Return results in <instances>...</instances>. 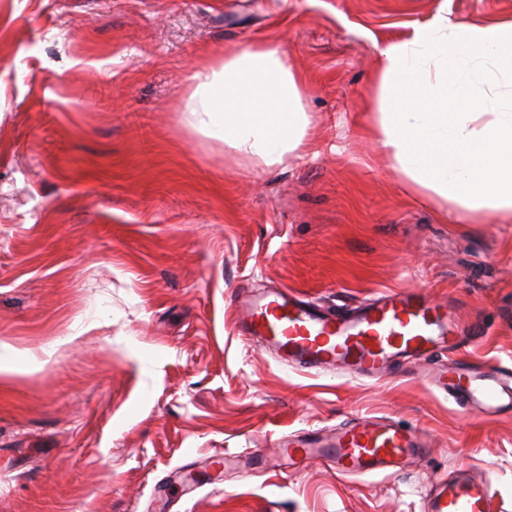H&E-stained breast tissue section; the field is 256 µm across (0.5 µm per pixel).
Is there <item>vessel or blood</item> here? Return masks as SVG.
Here are the masks:
<instances>
[{"mask_svg":"<svg viewBox=\"0 0 512 512\" xmlns=\"http://www.w3.org/2000/svg\"><path fill=\"white\" fill-rule=\"evenodd\" d=\"M239 328L245 337L273 350L301 370H337L379 379L391 366L457 349L462 342L451 307L434 305L417 291L382 290L336 314L292 292L274 289L254 296L242 292ZM428 383L466 409L497 415L512 408V368L474 371L458 364L430 371ZM425 433L401 428L385 418L357 419L320 438L311 432L287 436L282 446L294 463L328 458L348 477L392 474L403 461L422 454ZM488 482L467 470L439 483L425 512H493Z\"/></svg>","mask_w":512,"mask_h":512,"instance_id":"b4317fda","label":"vessel or blood"}]
</instances>
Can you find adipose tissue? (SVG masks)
I'll return each mask as SVG.
<instances>
[{
    "label": "adipose tissue",
    "instance_id": "ef3b65f1",
    "mask_svg": "<svg viewBox=\"0 0 512 512\" xmlns=\"http://www.w3.org/2000/svg\"><path fill=\"white\" fill-rule=\"evenodd\" d=\"M371 138L407 189L465 215L512 222V22L440 16L377 49ZM189 124L267 168L304 147L305 82L280 46L228 47L189 77Z\"/></svg>",
    "mask_w": 512,
    "mask_h": 512
}]
</instances>
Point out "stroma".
<instances>
[{
	"label": "stroma",
	"mask_w": 512,
	"mask_h": 512,
	"mask_svg": "<svg viewBox=\"0 0 512 512\" xmlns=\"http://www.w3.org/2000/svg\"><path fill=\"white\" fill-rule=\"evenodd\" d=\"M438 15L512 21V0H0V512H424L462 467L512 512V409L423 379L512 365V223L442 218L362 127L375 42ZM257 38L312 118L274 169L186 122L192 68ZM244 287L334 311L416 289L467 339L378 381L306 373L240 336ZM365 416L427 452L393 475L241 468Z\"/></svg>",
	"instance_id": "obj_1"
}]
</instances>
